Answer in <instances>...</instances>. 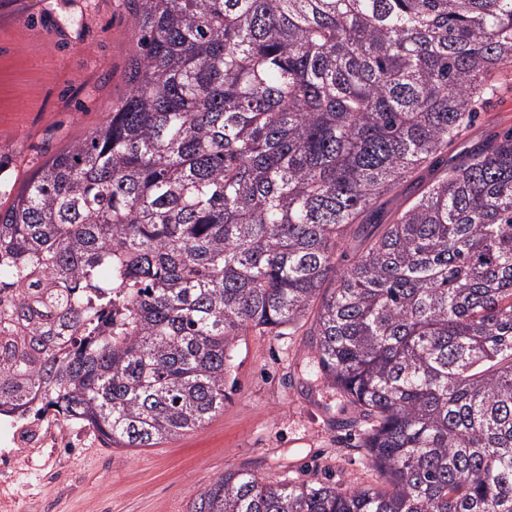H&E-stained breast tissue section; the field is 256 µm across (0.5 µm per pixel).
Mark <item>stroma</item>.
I'll list each match as a JSON object with an SVG mask.
<instances>
[{"label":"stroma","mask_w":512,"mask_h":512,"mask_svg":"<svg viewBox=\"0 0 512 512\" xmlns=\"http://www.w3.org/2000/svg\"><path fill=\"white\" fill-rule=\"evenodd\" d=\"M134 18L125 0H0V202L40 166L85 137L123 97ZM512 128V73L463 138L470 145ZM301 331H257L229 354L224 409L154 448L107 447L65 425L73 480L55 487L54 512H190L224 471L261 479L371 487L380 477L340 429L353 408L309 373Z\"/></svg>","instance_id":"stroma-1"}]
</instances>
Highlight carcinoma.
I'll return each instance as SVG.
<instances>
[{
	"mask_svg": "<svg viewBox=\"0 0 512 512\" xmlns=\"http://www.w3.org/2000/svg\"><path fill=\"white\" fill-rule=\"evenodd\" d=\"M134 2L125 95L0 207V415L153 448L303 328L381 485L227 470L191 512H512V128L448 160L512 0Z\"/></svg>",
	"mask_w": 512,
	"mask_h": 512,
	"instance_id": "1",
	"label": "carcinoma"
}]
</instances>
